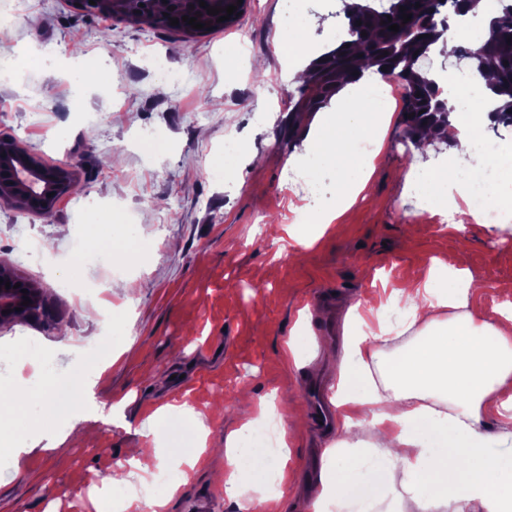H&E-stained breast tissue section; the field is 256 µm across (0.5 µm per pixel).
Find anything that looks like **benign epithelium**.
Here are the masks:
<instances>
[{
    "label": "benign epithelium",
    "mask_w": 512,
    "mask_h": 512,
    "mask_svg": "<svg viewBox=\"0 0 512 512\" xmlns=\"http://www.w3.org/2000/svg\"><path fill=\"white\" fill-rule=\"evenodd\" d=\"M74 186L73 173L69 170L47 166L37 157L22 149L10 136L0 135V200L23 203L43 215L52 214L56 201L69 193ZM12 288L0 284V324L20 319L37 320L41 312L38 290L18 275L8 278ZM20 287H15V284ZM30 303L23 305V297ZM10 313H5V310Z\"/></svg>",
    "instance_id": "7a95c632"
}]
</instances>
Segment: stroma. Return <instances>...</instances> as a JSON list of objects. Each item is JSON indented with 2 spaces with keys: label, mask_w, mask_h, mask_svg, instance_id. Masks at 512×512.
<instances>
[{
  "label": "stroma",
  "mask_w": 512,
  "mask_h": 512,
  "mask_svg": "<svg viewBox=\"0 0 512 512\" xmlns=\"http://www.w3.org/2000/svg\"><path fill=\"white\" fill-rule=\"evenodd\" d=\"M289 2L247 0L231 27L191 37L90 19L69 0H29L11 23L0 56L40 54L44 63L31 76L0 79V133L42 163L73 171L75 186L48 218L0 201V267L30 281L47 312L40 323L0 326V377H17L27 349L69 374L86 338L105 335L114 362L97 399L131 401L123 423L84 427L83 440L61 456L46 451L40 430H27L26 452L0 460V512H96L128 449L163 439L161 426L147 433L143 425L168 403L203 413L210 435L196 469L170 470L154 483L155 492L174 493L167 512H239L224 493L222 453L225 435L242 424L234 398L249 389L281 414L306 405L311 388L332 394L337 359L323 348V296H333L341 316L348 304L380 295V305L360 313L369 326L396 331L406 310L392 291L431 259L451 265L465 250L473 276L512 282V223L462 224L413 190L414 163L443 173L463 158L440 142L417 154L399 136L400 110L370 152L366 188L341 207L335 168L307 160L312 119L293 132L288 119L291 71L336 39L342 4L299 0L303 53L289 60L278 40L293 19ZM159 66L183 82L156 81ZM230 131L246 149L227 176L217 163ZM298 175L319 185L316 199L302 195ZM306 208L333 223H297ZM93 215L136 225L139 239L111 263L88 257L80 277L101 289L76 296L64 290L62 268ZM292 227L315 236L314 245H299ZM26 236L51 244V253L22 257ZM117 279L123 287L111 288ZM286 442L288 512H312L308 476L336 434L306 420Z\"/></svg>",
  "instance_id": "1"
}]
</instances>
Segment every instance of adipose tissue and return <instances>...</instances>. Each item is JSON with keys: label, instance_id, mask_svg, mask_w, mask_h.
<instances>
[{"label": "adipose tissue", "instance_id": "adipose-tissue-1", "mask_svg": "<svg viewBox=\"0 0 512 512\" xmlns=\"http://www.w3.org/2000/svg\"><path fill=\"white\" fill-rule=\"evenodd\" d=\"M382 90L379 75L365 71L342 90L351 109L326 118L314 139L317 161L334 166L346 184L348 205L372 173L370 159L355 154L352 144L375 134ZM448 139L469 157L467 178L456 184L460 223L483 221L469 195L472 182L500 210L512 212V157L494 164L498 177L486 181L487 155L472 150L465 135L452 131ZM467 264L460 256L443 271L419 268L395 289L409 312L404 344L382 327L352 339L334 395L336 428L363 436L366 458L358 460L348 448L325 452L313 485L316 512L373 493L390 498L396 512H512V455L489 451L492 442L512 437V284L498 287L511 299L507 308L485 314L475 304L483 285ZM105 371L95 364L64 378L47 369L30 383L0 381V443H17L37 422L52 440L51 451L60 453L77 424L115 420L122 403L93 401ZM155 418L173 432L175 466L196 467L205 451L201 414L185 403L167 404ZM224 456L228 497L241 496L243 477L260 483L265 465L248 448L245 429L225 436Z\"/></svg>", "mask_w": 512, "mask_h": 512}]
</instances>
